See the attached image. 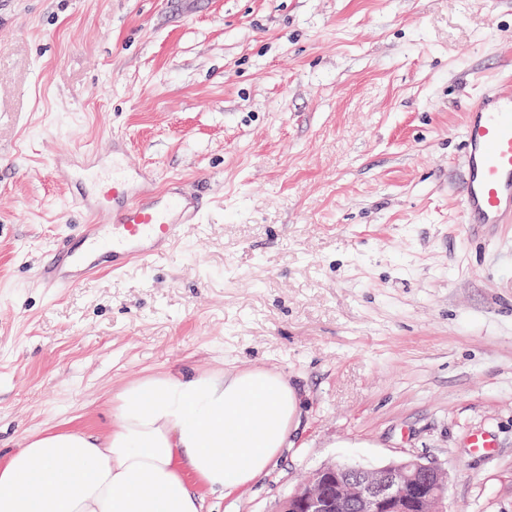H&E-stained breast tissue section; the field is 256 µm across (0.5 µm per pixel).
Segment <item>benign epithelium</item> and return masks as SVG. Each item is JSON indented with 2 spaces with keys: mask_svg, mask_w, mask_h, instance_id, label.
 I'll return each instance as SVG.
<instances>
[{
  "mask_svg": "<svg viewBox=\"0 0 512 512\" xmlns=\"http://www.w3.org/2000/svg\"><path fill=\"white\" fill-rule=\"evenodd\" d=\"M447 490L444 472L418 458L375 469L330 464L295 487L278 512H448Z\"/></svg>",
  "mask_w": 512,
  "mask_h": 512,
  "instance_id": "1",
  "label": "benign epithelium"
}]
</instances>
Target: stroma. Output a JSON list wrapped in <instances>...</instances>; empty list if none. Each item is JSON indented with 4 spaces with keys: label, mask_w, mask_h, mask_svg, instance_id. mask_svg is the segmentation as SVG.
Wrapping results in <instances>:
<instances>
[{
    "label": "stroma",
    "mask_w": 512,
    "mask_h": 512,
    "mask_svg": "<svg viewBox=\"0 0 512 512\" xmlns=\"http://www.w3.org/2000/svg\"><path fill=\"white\" fill-rule=\"evenodd\" d=\"M491 79L512 92V0H0V461L107 434L142 377L264 368L298 393L292 445L203 512L408 455L446 473L448 512H512V224L457 229ZM118 137L157 187L209 178L199 223L39 287L82 221L49 153L107 166Z\"/></svg>",
    "instance_id": "stroma-1"
}]
</instances>
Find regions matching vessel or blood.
<instances>
[{"mask_svg":"<svg viewBox=\"0 0 512 512\" xmlns=\"http://www.w3.org/2000/svg\"><path fill=\"white\" fill-rule=\"evenodd\" d=\"M463 176L457 199L463 229L512 223V92L489 88L467 108L462 133ZM73 177L71 199L85 218L78 246L61 245L35 269L45 288L79 284L97 272L147 264L176 243L186 225L197 223L198 190L179 181L149 187L151 172L126 163L122 141L112 143V166L102 168L94 150Z\"/></svg>","mask_w":512,"mask_h":512,"instance_id":"vessel-or-blood-1","label":"vessel or blood"}]
</instances>
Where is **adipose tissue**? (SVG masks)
<instances>
[{
    "instance_id": "ef3b65f1",
    "label": "adipose tissue",
    "mask_w": 512,
    "mask_h": 512,
    "mask_svg": "<svg viewBox=\"0 0 512 512\" xmlns=\"http://www.w3.org/2000/svg\"><path fill=\"white\" fill-rule=\"evenodd\" d=\"M297 413L272 370L146 377L117 395L107 435L49 431L11 453L0 512H201L190 479L248 486L287 448Z\"/></svg>"
}]
</instances>
